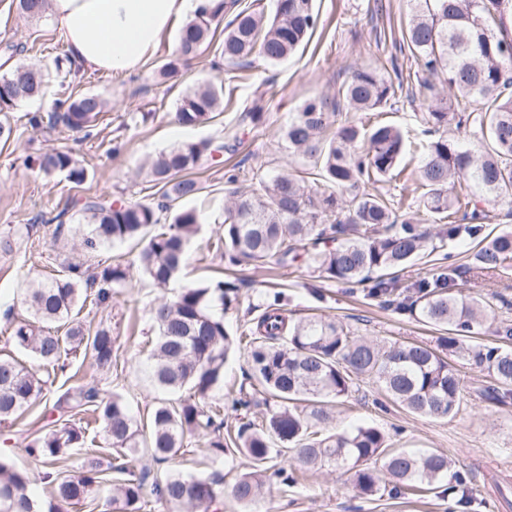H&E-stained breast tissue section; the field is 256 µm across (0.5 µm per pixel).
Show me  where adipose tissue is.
<instances>
[{
	"label": "adipose tissue",
	"mask_w": 512,
	"mask_h": 512,
	"mask_svg": "<svg viewBox=\"0 0 512 512\" xmlns=\"http://www.w3.org/2000/svg\"><path fill=\"white\" fill-rule=\"evenodd\" d=\"M222 0H52L53 19L71 61L108 73L145 65L173 22Z\"/></svg>",
	"instance_id": "obj_1"
}]
</instances>
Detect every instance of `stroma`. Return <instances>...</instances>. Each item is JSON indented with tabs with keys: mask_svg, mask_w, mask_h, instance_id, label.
Here are the masks:
<instances>
[{
	"mask_svg": "<svg viewBox=\"0 0 512 512\" xmlns=\"http://www.w3.org/2000/svg\"><path fill=\"white\" fill-rule=\"evenodd\" d=\"M315 9L320 24L308 43L278 64L252 56L237 70L229 106L198 126L178 123L177 103L196 84L217 77L215 50H202L176 78L161 79L162 66L178 53L183 26L179 20L142 68L127 75L91 69L77 72L71 85L73 93L96 94L109 103L90 137L80 138L47 122L61 95L58 83H50L42 96L19 101L11 110L13 134L9 140L0 139V232L27 224L32 230L15 239L12 251H0V308L6 311L0 319V356H13L36 372L41 370V363L15 349L9 336L14 323L28 316L24 296L29 281L55 274L71 256L69 248L54 243L47 229L36 224V216L65 208L72 223H82L77 203L95 196L121 204H148L156 193L143 169L148 160L200 140L234 150L229 157L221 153L205 158L196 171L202 190L186 205L199 210L203 222L191 242L180 283L163 289L143 276L132 245L110 244L100 250V259H117L129 268L125 288L107 303L84 305L79 314L84 323L111 327L115 338L111 370H96L90 359L69 355L66 372L57 375L43 397L17 420L0 424V453L30 472L40 500L48 499L49 490L38 480L39 462L25 447L42 426L57 420L53 405L59 396L94 385L101 396L121 394L135 415H143L153 406L158 392L149 379L148 363L155 332L148 310L156 299L176 293L180 284L203 283L223 272L224 262L213 241L224 221L227 162L238 163L245 179L300 166V159L280 138L289 116L308 98L335 96L361 68L376 70L393 82L395 104L386 113V120L406 130L420 129L429 99L422 87L423 74L404 39L411 14L409 0H315ZM7 42L23 45L25 59L49 67L55 58L67 54L51 14L39 19L23 17L16 9V0H0V46ZM35 112L45 117L37 128L28 122ZM52 149L72 153L86 171L82 183L72 182L62 172L47 175L24 165L26 156ZM445 251L452 253L454 265L460 268L457 282L462 293L482 297L496 309L502 301L512 302V275L489 278L477 274V241L464 232L446 241L442 251L425 256L408 269L402 276L403 284L432 276ZM235 276L237 297L224 313V325L234 335L248 331L263 313L267 295L279 291L285 296L284 308L295 319L323 315L342 322L356 335L378 341L432 344L438 337L433 327L382 307L362 288L351 289L320 278L304 266L241 268ZM249 365L247 347H236L224 363L223 389L211 396L212 401L223 405L224 427L231 431L241 423L261 420V407H232L240 386L248 382ZM457 367L468 394L453 418L409 413L363 380L337 407L333 426L342 431L369 423L389 432L396 447L447 454L465 479L470 507H461L457 498L434 492L394 495L385 490L366 498L343 470L330 466L307 472L292 487L275 480L268 482L252 512H512V399L503 403L484 399L480 391L491 383L487 373L464 361ZM169 467L184 474L213 471L208 436L188 437L182 453Z\"/></svg>",
	"mask_w": 512,
	"mask_h": 512,
	"instance_id": "1",
	"label": "stroma"
}]
</instances>
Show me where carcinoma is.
<instances>
[{
    "mask_svg": "<svg viewBox=\"0 0 512 512\" xmlns=\"http://www.w3.org/2000/svg\"><path fill=\"white\" fill-rule=\"evenodd\" d=\"M412 2L406 41L427 75L424 88L430 97L424 116L430 139L421 145L417 181L423 206L440 223L420 225L405 198L363 189L401 176L408 144L401 127L375 119V112L390 105L393 85L373 71L359 70L337 98L305 100L282 130L288 149L309 166L310 177L261 175L249 187L238 185L235 174L226 177L224 230L217 249L230 267L263 268L274 260L283 267L305 265L342 285L369 282L367 296L442 332L436 345L380 344L331 319L294 321L277 293L250 329L251 370L265 395L263 422L259 428H239L230 448L224 444V409L206 399L224 385V362L234 345L224 325V304L232 301L235 285L217 279L185 286L149 308L157 330L149 374L167 397L139 420L118 394L106 399L92 385L65 392L55 408L68 417L66 423L45 428L26 448L45 469L53 505L43 510L28 473L0 457V512H63L93 498L103 484L112 486V512H142L148 497L185 512H212L224 492L223 471L208 476L172 471L150 481L148 469L138 467L141 445L161 465L195 434L211 436L210 452L217 462L238 455L248 459L249 471L230 485L231 495L245 507L255 502L270 476L290 486L297 483L298 472L326 465L350 473L365 496L376 495L385 476L397 492H457L462 475H448L451 461L443 453L394 448L390 436L370 424L330 429L335 408L363 379L413 413L453 416L467 393L454 365L457 359L491 377L493 385L482 390L488 399L502 403L512 397L511 319L492 314L475 296L453 291L456 267L441 268L432 281L399 288L400 273L415 265L428 244L462 231L475 238L496 210L512 217V36L502 28L512 0ZM17 8L28 18H40L48 0H17ZM221 21L224 39L216 51L226 66H238L254 54L276 64L308 41L318 13L313 0H275L270 17L242 0H224L223 14L199 10L182 27L180 57L166 63L162 75L176 76L182 62L212 41V27ZM71 72L61 61L53 75L37 62L12 64L0 75V114L7 115L20 100L42 95L53 78L65 84ZM472 103L481 107L471 111ZM104 108L95 94H70L56 100L52 119L88 137ZM219 109H224V87L208 81L182 96L177 119L196 126L209 122ZM452 129L463 134L465 144L448 136ZM214 151L210 141L189 142L152 160L148 176L159 187L152 204L117 206L91 197L81 205L87 223L78 226L66 223L65 209L41 216V224L53 227V239L79 236L81 259L55 277L31 281L26 289L31 318L17 323L9 340L43 362L45 372L39 375L13 357H0V423L15 420L40 399L56 372L65 370L70 354L81 350L97 369H112L111 328H93L74 314L81 297L102 304L129 277L128 266L98 259L99 249L137 241L142 244L139 268L146 277L159 286L177 280L202 220L182 202L199 194L191 171ZM25 162L46 174L65 172L76 184L86 177L64 151L28 156ZM459 213L467 224L443 223ZM165 214L171 223L147 235ZM477 259L488 274L508 272L512 231L488 240ZM486 325L493 327L495 341L472 342ZM186 387L193 397L171 398ZM85 415L101 421L105 443L115 451L110 480L93 458L77 471L65 469L70 449L84 442ZM285 450L299 469L272 465Z\"/></svg>",
    "mask_w": 512,
    "mask_h": 512,
    "instance_id": "cac0c4a2",
    "label": "carcinoma"
}]
</instances>
